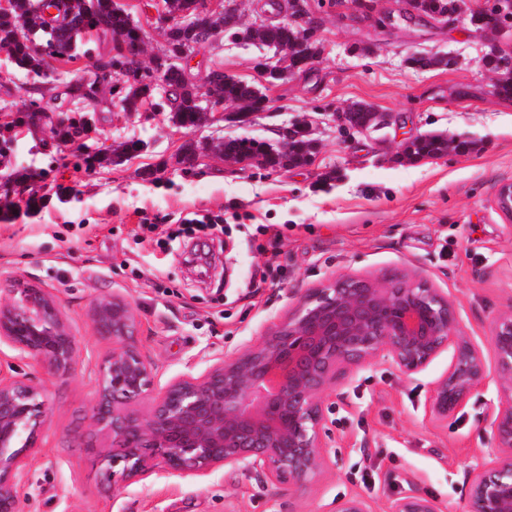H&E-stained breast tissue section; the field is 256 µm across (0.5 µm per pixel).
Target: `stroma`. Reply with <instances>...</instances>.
I'll return each instance as SVG.
<instances>
[{
    "instance_id": "1",
    "label": "stroma",
    "mask_w": 512,
    "mask_h": 512,
    "mask_svg": "<svg viewBox=\"0 0 512 512\" xmlns=\"http://www.w3.org/2000/svg\"><path fill=\"white\" fill-rule=\"evenodd\" d=\"M144 33V61L160 55L165 37L148 0H117ZM402 0H372L368 17L348 0H308L323 51L312 66L265 83L258 50L216 35L196 57L194 82L209 70L258 85L267 111L250 122H206L185 130L168 113L143 106L125 113L101 92L88 141L104 159L86 168L77 145L55 142L50 119L13 144L0 177L35 168L29 188L37 210L14 195L0 219V300L21 283L50 289L76 338L67 371L45 374L0 345V365L44 385L41 451L28 461L24 512H333L339 498L361 495L372 512L418 491L442 512H465L468 472L495 456L483 422L493 384L477 388L447 422L433 419V381L451 359L406 376L386 364L360 371L333 397L331 464L305 491L288 492L247 471L219 470L200 480L158 472L113 487L95 467L90 433L98 367L112 351L98 335L92 309L118 292L140 326L138 347L166 384L199 376L216 359L254 343L306 289L342 274L401 272L447 292L469 336L487 343L493 320L512 309V221L496 192L512 182V100L498 96L497 74L482 58L512 54V42L466 15L417 24L400 17ZM416 53L451 55L455 66L409 67ZM15 69L0 50V125L29 106L28 90L58 84ZM362 102L393 116L366 136L342 135L336 112ZM300 127L315 144L307 164L266 168L233 163L211 148L219 138L279 144ZM425 134L471 142L466 153L404 158ZM141 151L114 163L120 142ZM192 166L182 162L186 142ZM223 225L196 243L172 238L183 218Z\"/></svg>"
}]
</instances>
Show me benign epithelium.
<instances>
[{
	"instance_id": "benign-epithelium-1",
	"label": "benign epithelium",
	"mask_w": 512,
	"mask_h": 512,
	"mask_svg": "<svg viewBox=\"0 0 512 512\" xmlns=\"http://www.w3.org/2000/svg\"><path fill=\"white\" fill-rule=\"evenodd\" d=\"M303 65L306 41L278 48ZM208 113L224 118V101L206 94ZM512 221V183L496 197ZM0 303V344L52 375L69 368L76 339L46 288L27 285ZM97 333L112 340L99 368L91 426L109 443L95 457L112 483H139L163 470L202 478L219 469L244 470L290 493L304 490L328 465L333 447L329 399L361 370L388 363L411 376L453 351L430 392L433 417L442 422L472 392L493 382L497 401L484 422L497 442L495 458L469 472L466 512H512V311L494 321L487 362L484 346L468 336L455 304L440 288L405 273L334 276L308 288L260 340L203 374L171 380L155 391L152 361L135 344L137 317L120 293L94 304ZM44 386L0 371V512H22L26 459L41 451ZM334 512H371L351 495ZM388 512H440L417 491L390 501Z\"/></svg>"
}]
</instances>
